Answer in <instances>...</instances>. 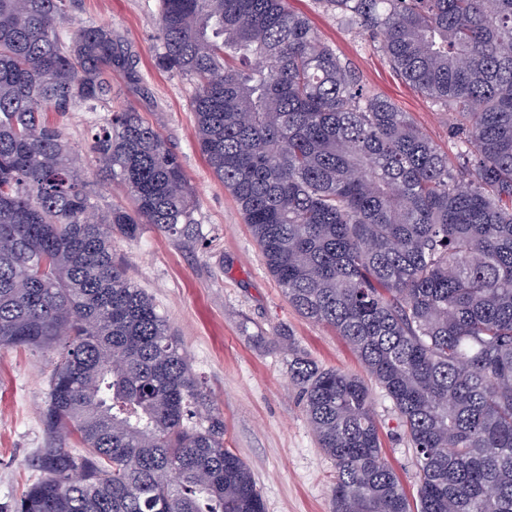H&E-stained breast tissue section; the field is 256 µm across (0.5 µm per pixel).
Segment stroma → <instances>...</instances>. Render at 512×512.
<instances>
[{"label": "stroma", "instance_id": "obj_1", "mask_svg": "<svg viewBox=\"0 0 512 512\" xmlns=\"http://www.w3.org/2000/svg\"><path fill=\"white\" fill-rule=\"evenodd\" d=\"M288 4L315 24L369 90L388 97L429 139L452 150L448 114L402 82L358 26L341 23L320 0ZM158 5L159 0H72L68 11L67 29L111 26L138 76L133 82L113 73L112 104L134 106L162 134L198 200L197 237L177 239L148 226L136 240L117 242L114 257L128 279L153 296L187 351L213 413L224 421L226 445L250 466L266 512H330L336 466L316 443L289 379L280 336H293L319 366L361 377L365 368L334 330L289 304L234 199L207 166L195 138L191 83L154 66ZM108 116L105 109L71 112L59 123L84 156L92 128ZM54 360L38 349L0 351V512H11L32 479L28 458L46 445L41 411ZM370 390L382 453L408 496H415L414 450L391 399L378 385Z\"/></svg>", "mask_w": 512, "mask_h": 512}]
</instances>
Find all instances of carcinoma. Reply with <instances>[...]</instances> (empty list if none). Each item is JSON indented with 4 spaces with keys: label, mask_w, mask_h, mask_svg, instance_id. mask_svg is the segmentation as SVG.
I'll list each match as a JSON object with an SVG mask.
<instances>
[{
    "label": "carcinoma",
    "mask_w": 512,
    "mask_h": 512,
    "mask_svg": "<svg viewBox=\"0 0 512 512\" xmlns=\"http://www.w3.org/2000/svg\"><path fill=\"white\" fill-rule=\"evenodd\" d=\"M451 118V155L288 0H160L155 67L193 85L197 145L303 317L385 389L415 506L370 391L292 336L288 373L336 464L331 512H512V0H321ZM67 0H0V349L55 353L47 447L13 512H265L153 299L113 260L143 225L196 233L178 156L132 106L91 136L101 206L46 113L95 112L136 73ZM76 441L79 450L67 447ZM84 177L91 184L90 188L99 199L100 203H118L125 201L122 187L116 182H99L93 167L86 166Z\"/></svg>",
    "instance_id": "carcinoma-1"
}]
</instances>
